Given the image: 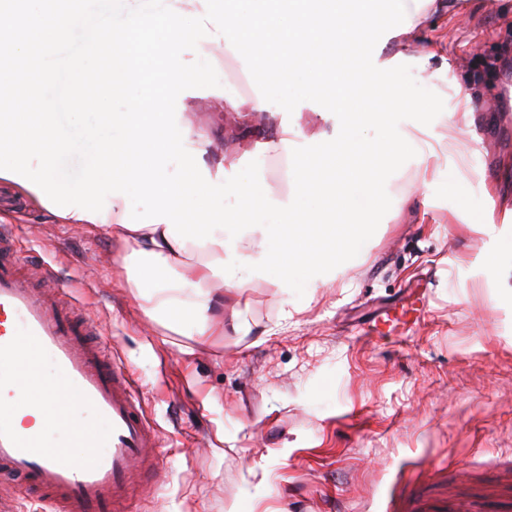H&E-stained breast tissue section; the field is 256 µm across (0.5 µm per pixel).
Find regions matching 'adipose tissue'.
<instances>
[{"instance_id":"ef3b65f1","label":"adipose tissue","mask_w":512,"mask_h":512,"mask_svg":"<svg viewBox=\"0 0 512 512\" xmlns=\"http://www.w3.org/2000/svg\"><path fill=\"white\" fill-rule=\"evenodd\" d=\"M124 212L123 197H114L105 228L128 250L119 265L120 274L135 289L147 317L177 335L195 337L201 345L223 335L225 329H245L242 312L229 317L224 314V294L238 292L237 281H223L207 264L195 267L192 277H185L182 269L188 250L174 242L167 224L130 230L122 224ZM54 385L47 367L37 361L19 377L17 389L31 396L35 389ZM19 421L24 431L43 437L68 430L67 424L47 417L43 402L32 396Z\"/></svg>"}]
</instances>
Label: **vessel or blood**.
Wrapping results in <instances>:
<instances>
[{
	"label": "vessel or blood",
	"instance_id": "vessel-or-blood-1",
	"mask_svg": "<svg viewBox=\"0 0 512 512\" xmlns=\"http://www.w3.org/2000/svg\"><path fill=\"white\" fill-rule=\"evenodd\" d=\"M0 233V394L17 397L28 361L50 359L73 401L104 418L96 432L76 425L69 438L78 457L64 460L41 436L24 432L15 405H0V483L49 506L51 512H123L137 468L157 446L137 397L135 379L104 353L88 322L20 276L19 256ZM408 512H474L465 501L445 509L416 496Z\"/></svg>",
	"mask_w": 512,
	"mask_h": 512
}]
</instances>
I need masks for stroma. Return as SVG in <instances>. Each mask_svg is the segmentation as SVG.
I'll return each instance as SVG.
<instances>
[{
  "mask_svg": "<svg viewBox=\"0 0 512 512\" xmlns=\"http://www.w3.org/2000/svg\"><path fill=\"white\" fill-rule=\"evenodd\" d=\"M426 44L388 42L446 108L418 133L441 178L417 160L387 182L393 204L359 254L303 297L245 285L249 330L198 349L151 325L108 232L56 223L19 185L0 181V230L28 265L50 268L113 359L137 382L158 439L151 478L128 512H405L417 487L433 498L512 501V0H455ZM472 96L464 113L459 89ZM184 120L212 146L203 162L275 138L299 145L333 118L272 103L241 130L223 101L196 92ZM409 196L399 206L401 196ZM419 304L409 329L374 328L391 305Z\"/></svg>",
  "mask_w": 512,
  "mask_h": 512,
  "instance_id": "35a3bbf8",
  "label": "stroma"
}]
</instances>
